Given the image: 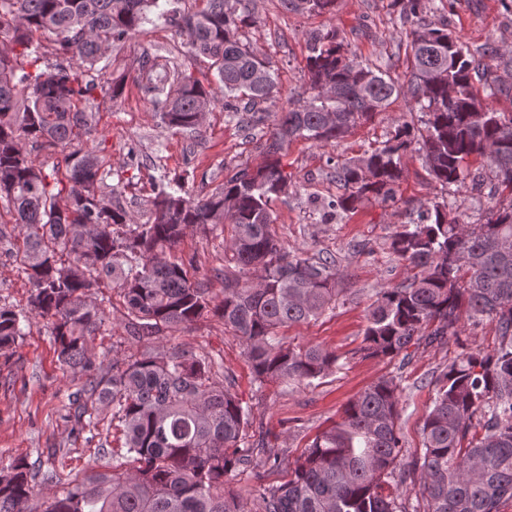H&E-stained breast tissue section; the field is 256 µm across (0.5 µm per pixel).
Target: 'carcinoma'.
<instances>
[{"mask_svg": "<svg viewBox=\"0 0 512 512\" xmlns=\"http://www.w3.org/2000/svg\"><path fill=\"white\" fill-rule=\"evenodd\" d=\"M226 0H206L191 15L161 8L160 0H0V199L19 225L23 250L16 260L34 287L31 310L50 320L58 361L86 376L69 394L68 418L81 432L98 425L101 407L123 425L125 453L112 455L110 471L92 470L43 496L39 483L53 479L41 464L0 459V512H244L224 490V477L250 462L243 447L248 409L217 379L216 362L172 347L145 349L129 361L96 360L90 340L104 311L86 302L90 290L120 289L128 333L141 342L165 329L182 331L214 312L246 345L255 381L309 386L339 360L319 345L290 347L279 330L316 320L335 309L338 272L332 257H304L275 238L271 203L287 194L282 168L285 143L316 145L345 137L407 90L426 119L418 127L399 121L383 146L336 165L337 192L327 207L354 212L368 196L391 199L403 177V156L422 151L426 170L442 188L460 187L472 156L487 159L498 188L512 194V113L497 112L477 96L475 80L506 58L493 49L476 56L448 26L422 18V0H401L413 23V64L403 84L386 70L355 60L335 29L307 42L309 76L304 98L287 99L271 137L259 143L264 157L224 178L215 192L196 197L184 185L159 191L144 224L112 198L97 194L99 158L72 148L96 124L79 103L100 89L112 99L124 81L98 85L88 73L102 46L123 41L151 22L148 11L187 34L189 52L212 60L224 88L226 112H249L278 93L269 58L238 38L252 24L225 10ZM287 10L322 14L335 0H283ZM58 38L60 57L41 68L37 33ZM143 92L162 104L170 126L193 129L200 102L212 92L175 65L158 72L147 58ZM33 140L64 150L63 167L48 173L29 155ZM224 224L225 253L238 272L264 281L254 288L224 275V299L211 305L209 290L189 277L183 262L157 260L190 227L204 232ZM390 250L417 270L379 292L364 331V356L410 358L408 349L462 335L461 321L495 322L498 342L489 351L461 353L436 377L435 397L423 425L420 472L423 507L408 509L391 483L403 457L398 421L399 384L382 377L351 399L341 421L317 435L288 472V480L259 487L261 512H500L512 499V201L486 210L467 225L447 198L433 201L394 227ZM25 319L0 307V351L24 339Z\"/></svg>", "mask_w": 512, "mask_h": 512, "instance_id": "1", "label": "carcinoma"}]
</instances>
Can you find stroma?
I'll list each match as a JSON object with an SVG mask.
<instances>
[{"label":"stroma","mask_w":512,"mask_h":512,"mask_svg":"<svg viewBox=\"0 0 512 512\" xmlns=\"http://www.w3.org/2000/svg\"><path fill=\"white\" fill-rule=\"evenodd\" d=\"M254 18L240 37L250 42L273 63L279 98L264 103L266 121L251 128L232 120L224 110V94L209 59L188 53L185 39L164 20L129 35L104 56L103 68L94 70L97 82L124 76V94L111 100L95 93L97 125L88 145L97 147L102 181L100 189L113 193L136 220L145 223L149 202L160 188L185 183L196 196L211 194L225 176L238 167L261 162L258 149L273 128L276 114L287 97L305 90L307 41L313 34L337 29L359 60L377 65L394 76L410 72V24L404 23L399 0H336L331 12L301 14L285 9L282 0H245ZM424 19L447 25L470 51L487 47L512 52V0H423ZM157 64L177 63L214 90L216 101L202 127H168L159 107L141 90L143 57ZM422 118L409 94L392 97L387 108L343 139L318 146L304 140L286 145L283 169L290 177L286 196L276 201L272 229L288 251L306 256L335 259L341 293L333 312L316 321L281 329L291 345L319 344L336 351L339 362L313 385L256 384L244 355L242 340L234 337L223 320L205 314L178 334L161 332L153 346L166 350L182 346L213 356L221 368L225 386L237 394L249 410L247 443L265 442L278 450L276 470L241 467L232 473L227 487L244 504L246 512H259V485L281 483L289 465L312 439L341 419L347 402L381 376L400 379L399 427L407 451L422 445V424L434 395L433 382L461 347L487 350L497 342L494 323L465 322L461 338H447L434 346H419L409 363L365 357L363 345L366 315L377 293L407 280L405 262L392 255L388 236L394 225L404 224L441 196H449L466 223L481 220L474 202L484 207L507 203L498 192L482 159L473 157L468 170L482 173L480 183L444 190L429 177L421 153L409 152L403 159L404 174L393 200L365 201L356 213L336 215L326 207L336 193L335 164L373 151L386 141L397 121L420 122ZM0 240V307L30 317V329L22 342L0 354V457H22L28 462L52 459L59 480L43 485L51 494L61 484L83 476L88 468L107 470L108 460L100 449L124 448L123 427L104 418L91 432L76 433L67 422V396L82 384L83 375L62 372L54 353L47 323L30 312L32 283L13 253L22 245L14 227H7ZM225 232L209 234L190 229L167 256L190 262L193 281L202 282L213 302L224 296ZM92 302L103 309L106 323L93 336L96 355L122 359L137 357L141 346L126 330L125 306L118 290L104 288Z\"/></svg>","instance_id":"obj_1"}]
</instances>
